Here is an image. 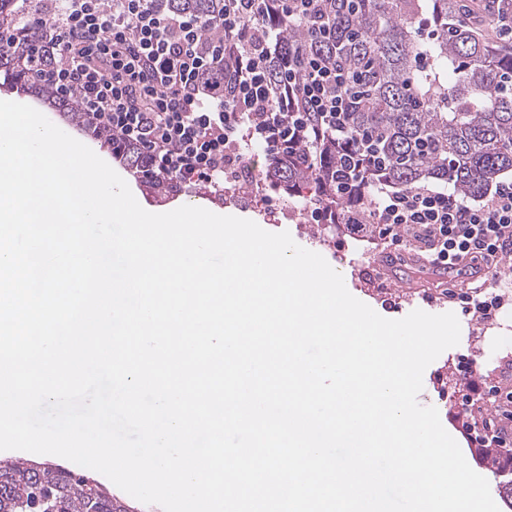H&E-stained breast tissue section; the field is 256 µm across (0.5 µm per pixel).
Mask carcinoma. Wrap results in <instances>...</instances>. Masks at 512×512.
Returning a JSON list of instances; mask_svg holds the SVG:
<instances>
[{
  "label": "carcinoma",
  "mask_w": 512,
  "mask_h": 512,
  "mask_svg": "<svg viewBox=\"0 0 512 512\" xmlns=\"http://www.w3.org/2000/svg\"><path fill=\"white\" fill-rule=\"evenodd\" d=\"M229 0H158L167 11L209 20L224 14ZM14 0H0V32L13 46L0 54V75L18 90L39 82L38 95L71 122L90 120L74 99L62 100L39 71L44 60L35 51L28 27H21ZM430 19L434 40L420 36L418 25ZM272 36L277 51L268 61L272 93L282 91L286 64L301 76L299 57H313L339 71L342 97L336 118L300 112L301 141L282 160L273 159L266 177L289 196L329 210L337 223L347 221L348 201L338 193L346 181L349 139L359 141L366 184L405 188L443 183L457 194H481L512 173V48L480 35L465 17L462 0H319L306 19L283 18ZM251 44L224 51L205 78L232 80L236 55ZM112 153L144 185L157 193L167 185L142 171L137 150L113 145ZM479 457L506 476L498 482L501 498L512 505V451L479 448ZM0 512H126L104 484L58 465L0 460Z\"/></svg>",
  "instance_id": "carcinoma-1"
}]
</instances>
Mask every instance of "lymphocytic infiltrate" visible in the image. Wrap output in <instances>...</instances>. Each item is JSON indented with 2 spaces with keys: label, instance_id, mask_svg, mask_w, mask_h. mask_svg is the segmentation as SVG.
<instances>
[{
  "label": "lymphocytic infiltrate",
  "instance_id": "obj_1",
  "mask_svg": "<svg viewBox=\"0 0 512 512\" xmlns=\"http://www.w3.org/2000/svg\"><path fill=\"white\" fill-rule=\"evenodd\" d=\"M265 6L266 0H230L210 24L162 11L155 0H59L30 30L48 44L46 72L57 91L78 98L97 127L137 145L155 177L217 186L237 176L241 141L286 153L283 116H295L303 102L320 112L336 109V74L313 59L303 79H286L297 96L271 98L265 71L271 50L250 27ZM210 25L252 45L238 54L232 83L203 80L209 61L201 34ZM350 207V229L372 222L379 237L420 248L441 269L465 260L477 269L495 267L512 257V183L472 201L437 186L377 185L369 201L355 198Z\"/></svg>",
  "mask_w": 512,
  "mask_h": 512
}]
</instances>
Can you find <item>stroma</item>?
<instances>
[{
    "label": "stroma",
    "instance_id": "1",
    "mask_svg": "<svg viewBox=\"0 0 512 512\" xmlns=\"http://www.w3.org/2000/svg\"><path fill=\"white\" fill-rule=\"evenodd\" d=\"M116 171L143 208L171 211L183 205L204 206L252 220L269 232L288 231L298 245L321 254L343 276L348 291L382 317L400 319L416 309L454 313L461 326L460 342L426 368L418 401L438 409L442 425L461 450H468L471 443L462 433L463 420L456 417L453 391L470 380L482 387L512 389V267L501 266L495 274L481 277L465 264L441 273L417 262L414 252L387 247L374 235L355 240L346 229L331 224L281 222L277 209L283 198L261 180L236 187L229 201L223 189L207 190L199 183L181 186L160 198L145 190L129 169L120 165ZM476 287L501 296L495 318L487 320L463 310L459 295Z\"/></svg>",
    "mask_w": 512,
    "mask_h": 512
}]
</instances>
